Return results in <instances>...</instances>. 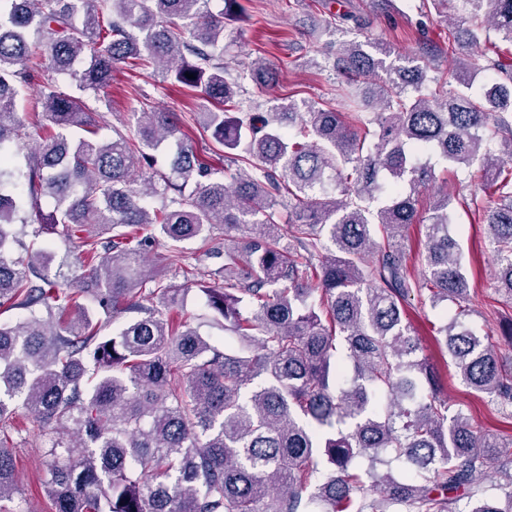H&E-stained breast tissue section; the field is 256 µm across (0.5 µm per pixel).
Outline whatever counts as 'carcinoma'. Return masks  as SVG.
<instances>
[{
	"label": "carcinoma",
	"instance_id": "cac0c4a2",
	"mask_svg": "<svg viewBox=\"0 0 512 512\" xmlns=\"http://www.w3.org/2000/svg\"><path fill=\"white\" fill-rule=\"evenodd\" d=\"M211 2L0 0V305L23 311L0 322V512H29L15 500L19 410L49 445L55 512H462L463 499L467 512H512V450L448 412L404 309L413 295L473 300L448 194L425 216L417 208L436 183L419 163L429 153L480 169L494 203L474 194L467 207L512 300V0H455L448 48L485 47L456 58L459 89L429 75L437 42L404 59L381 39L349 41L308 61L336 73L342 108L283 98L265 110L237 99L245 77L273 81L264 59L247 76L224 67L225 25L242 4L220 0L215 13ZM322 6L338 30L367 26ZM120 63L200 90L212 108L196 124L226 152L198 154L163 109L134 113V138L77 135L91 113L54 76L96 95ZM39 70L48 91L26 125L15 99ZM32 128L22 172L15 147ZM172 141L165 173L157 153ZM44 198L54 209L33 234L83 246L76 288L49 275L44 251L14 255L21 212ZM416 222L420 277L401 244ZM143 226L171 266L195 239L224 257L213 272L224 287L197 282L231 334L224 345L184 318L183 288L146 275ZM102 313L130 318L103 336ZM436 333L460 382L512 418V367L497 350L457 317ZM493 474L500 483L486 484Z\"/></svg>",
	"mask_w": 512,
	"mask_h": 512
}]
</instances>
